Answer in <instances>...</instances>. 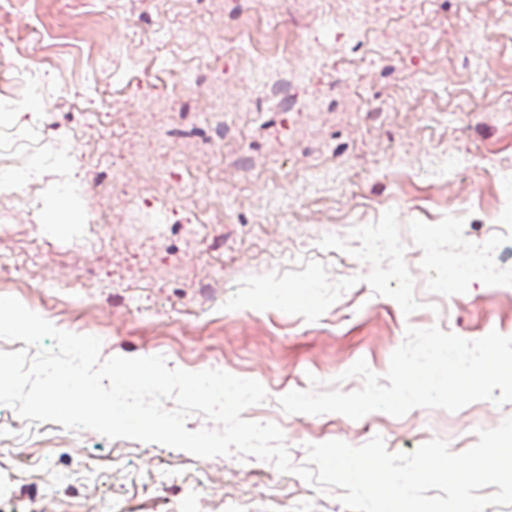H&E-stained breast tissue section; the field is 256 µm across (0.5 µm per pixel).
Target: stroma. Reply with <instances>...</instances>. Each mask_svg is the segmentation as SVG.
Returning a JSON list of instances; mask_svg holds the SVG:
<instances>
[{"label": "stroma", "instance_id": "stroma-1", "mask_svg": "<svg viewBox=\"0 0 512 512\" xmlns=\"http://www.w3.org/2000/svg\"><path fill=\"white\" fill-rule=\"evenodd\" d=\"M145 0H99L86 11L63 0H20L0 19V52L22 54L42 71L45 95L33 112L0 110V127L48 128L45 150L24 165L39 168L38 204L18 217L0 207V247L31 252L41 274L0 271V296H12L56 328L99 337L101 359L163 356L168 367L217 369L260 382L267 398L242 417L280 426L293 465L307 447L339 440L353 447L382 436L388 451L410 452L440 438L452 452L473 446L476 428L512 416V403L478 401L456 412L416 408L400 418L376 411L344 415L285 413L278 399L311 390V378L337 390L362 388L344 373L358 360L385 375L407 327L433 326L467 340L490 331L512 336V282L490 286L449 278V249L480 247L496 237L499 259L512 266V39L481 32L464 0H375L385 25L378 44L349 43L311 18L304 0H283L276 28L265 0H202L208 48L224 55L226 89L247 90L237 56L224 50L220 16L246 24L240 54L286 51L298 21L308 38L293 55L347 48L362 63L358 79L331 69L299 89L316 110L287 112L255 95L245 117L250 136L233 174L211 160V131L199 124L184 67L195 57L185 27L197 24L183 0H165L151 21L166 29L156 55L138 29L124 76L105 92L108 107L127 113L121 129L72 110L62 76H109V46L122 18H138ZM26 17L43 37L19 27ZM441 72L439 83L426 77ZM153 109L137 114L144 93ZM388 96L393 111L375 117L367 99ZM164 153L152 147L167 133ZM93 141L57 154L64 142ZM57 166H50V154ZM153 167L175 186L181 205L112 182L115 157ZM230 206L226 222L195 223V203ZM392 224L406 241L390 262L371 266L354 242L360 225ZM67 277L65 288L48 278ZM442 285L429 287L430 278ZM0 512H346L341 489H321L275 464L238 454L201 459L169 447L110 440L53 422L27 424L0 406Z\"/></svg>", "mask_w": 512, "mask_h": 512}]
</instances>
